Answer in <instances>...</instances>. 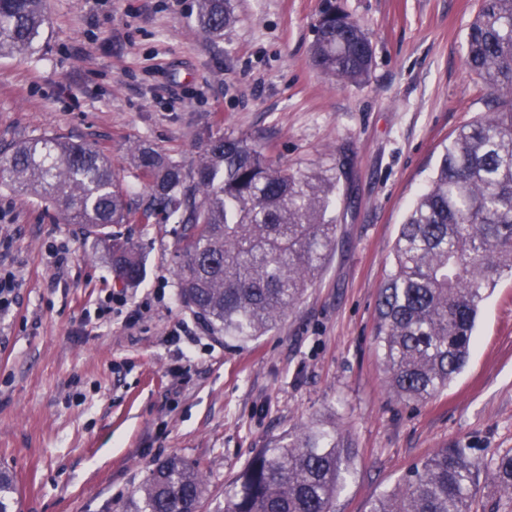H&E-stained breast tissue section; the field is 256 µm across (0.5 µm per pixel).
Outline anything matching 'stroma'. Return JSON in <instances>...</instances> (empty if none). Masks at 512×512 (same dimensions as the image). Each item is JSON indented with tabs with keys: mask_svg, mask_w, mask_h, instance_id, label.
I'll return each mask as SVG.
<instances>
[{
	"mask_svg": "<svg viewBox=\"0 0 512 512\" xmlns=\"http://www.w3.org/2000/svg\"><path fill=\"white\" fill-rule=\"evenodd\" d=\"M336 3L372 42L361 85L329 83L310 63L323 0H231L220 38L198 28L196 0H47L40 48L0 58V143L90 144L133 202L147 195L135 142L190 169L211 137L233 135L280 167L340 176L335 252L247 343L180 302L175 219L118 226L145 264L126 288L78 225L0 187V264L17 275L0 312V467L21 512H121L170 457L204 467L214 512L259 448L317 423L352 449L335 512H369L437 449L512 450L511 277L483 301L465 368L429 401L395 396L375 342L405 215L449 137L485 110L464 62L479 0Z\"/></svg>",
	"mask_w": 512,
	"mask_h": 512,
	"instance_id": "35a3bbf8",
	"label": "stroma"
}]
</instances>
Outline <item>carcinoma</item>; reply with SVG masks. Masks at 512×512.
<instances>
[{"instance_id": "cac0c4a2", "label": "carcinoma", "mask_w": 512, "mask_h": 512, "mask_svg": "<svg viewBox=\"0 0 512 512\" xmlns=\"http://www.w3.org/2000/svg\"><path fill=\"white\" fill-rule=\"evenodd\" d=\"M229 3L197 0L199 29L224 35ZM45 25V0H0V57L34 50ZM310 61L338 85H361L369 76L371 41L333 0L315 24ZM465 64L483 84L486 112L444 148L400 227L378 297L377 347L391 390L406 403L436 396L464 368L481 303L512 276V0H481L467 28ZM130 155L149 189L136 206L108 156L54 135L1 149L0 185L108 244L112 272L127 286L142 280L141 256L107 229L176 217L183 305L226 341L246 343L276 328L335 248L336 168L290 172L230 136L210 139L192 172L146 143L131 144ZM481 469L463 449L441 448L370 512H470ZM491 472L511 494L512 452L497 455ZM350 473L348 441L334 428L307 426L259 449L215 512H333ZM206 493L204 470L171 457L122 512H201ZM0 512H20L14 476L2 467Z\"/></svg>"}]
</instances>
